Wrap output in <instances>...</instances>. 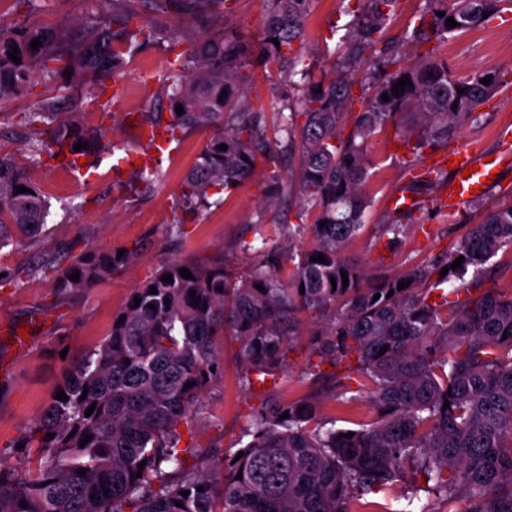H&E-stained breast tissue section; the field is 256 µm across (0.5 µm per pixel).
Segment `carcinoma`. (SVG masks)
Listing matches in <instances>:
<instances>
[{"label": "carcinoma", "instance_id": "1", "mask_svg": "<svg viewBox=\"0 0 512 512\" xmlns=\"http://www.w3.org/2000/svg\"><path fill=\"white\" fill-rule=\"evenodd\" d=\"M511 1L427 0L409 35L417 62L405 63L385 39L398 0H366L331 76H317L304 64V21L313 0H267L265 36L256 49L220 25L178 52L179 41L165 28L132 23L144 10L211 18L227 0H126L129 8L97 15L82 30L28 25L1 31L0 106L32 90L37 78L62 91L22 116L35 131L32 161L56 155L58 146L73 155L106 151V132L76 116L83 93L102 97L105 80L123 68L124 54L166 41L175 59L159 78L156 96L169 101L170 120L162 122L156 112L143 124L173 134L213 129L168 224L178 228L198 217L212 206L209 190L234 188L258 163L296 157L297 183L274 174L267 194L295 206L297 219L313 217V244L291 253L298 262L287 280L275 271L277 251L263 245L256 249L258 262L242 274L219 261L171 260L136 286L98 348L68 368L60 386L67 400L51 398L14 443L41 449L39 469L0 463V512H349L354 497L386 492L399 480L409 484L410 508L401 512H435L434 502L450 507L461 497L469 501L468 512H512V294L482 288L486 264L512 249V206L471 225L451 253L399 277L379 276L367 285V273L344 254L369 207L362 187L372 138L397 116L415 114L420 122L400 131L413 160L448 146L506 74L455 75L437 45L451 33L487 24ZM441 11L445 16H438ZM448 17L458 26H445ZM36 38L42 46L34 50ZM15 48L18 63L8 56ZM256 54L288 64V85L297 92V107L280 109L271 120L263 103L246 99ZM487 76L490 84L480 83ZM404 77L412 85L392 92ZM353 111L344 137L343 121ZM80 141L88 146L77 152ZM222 144L227 149H218ZM20 185L28 192H17ZM48 214L49 203L29 172L0 155V249L41 237ZM379 228L395 248L409 225L391 220ZM317 255L326 263L312 261ZM460 256L461 266L450 269ZM130 259L128 251L120 256L116 248L91 246L60 272L56 287L64 296L76 295ZM182 268L193 278L181 277ZM76 273L79 280L70 279ZM167 275L173 281H163ZM152 286L157 293H150ZM304 314L326 321L315 353L369 387L376 420L352 430L327 428L314 402L269 399L250 415L243 456L224 452L222 485H213L204 470L187 469L186 456L206 461L213 453L179 447V426L221 373L214 344L219 330L228 325L238 336L241 381L249 389L275 380L284 368ZM285 412L289 417L279 419ZM350 431L354 435L344 437ZM87 435L90 442L80 446ZM81 469L86 473L78 474Z\"/></svg>", "mask_w": 512, "mask_h": 512}]
</instances>
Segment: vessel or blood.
Masks as SVG:
<instances>
[{
    "label": "vessel or blood",
    "instance_id": "obj_1",
    "mask_svg": "<svg viewBox=\"0 0 512 512\" xmlns=\"http://www.w3.org/2000/svg\"><path fill=\"white\" fill-rule=\"evenodd\" d=\"M496 136L501 149L490 161L486 160L484 153L466 144L449 149V156L459 158L460 165L449 172L448 183L458 186L459 192L457 197L449 199L448 210H458L462 204L467 203L469 198L481 197L483 192L489 191L488 176H491L492 172L501 170L506 157L512 155V123L508 121L501 123L496 130ZM141 137L148 140L150 146L142 155H131V162L140 161L144 166L151 167L156 164L159 155L174 151L173 142L165 133L152 135L145 131L142 132Z\"/></svg>",
    "mask_w": 512,
    "mask_h": 512
}]
</instances>
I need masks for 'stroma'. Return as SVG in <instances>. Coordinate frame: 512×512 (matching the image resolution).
Returning a JSON list of instances; mask_svg holds the SVG:
<instances>
[{
	"mask_svg": "<svg viewBox=\"0 0 512 512\" xmlns=\"http://www.w3.org/2000/svg\"><path fill=\"white\" fill-rule=\"evenodd\" d=\"M112 0H36L35 9L0 0V25L19 28L39 25L51 29L79 27L92 14L111 13ZM362 0H315L305 20L306 62L316 72L332 71L335 47L346 33ZM425 0H400L386 38L403 57H411L407 39L418 24ZM266 19L264 0H227L224 25L251 44L258 43ZM449 69L472 75L497 69L512 70V8L487 26L450 34L438 51ZM118 80L125 103L114 104L104 113L93 96H83L78 114L84 124L107 131L110 149L86 158L84 176H76L55 157L41 156L32 163L28 143L31 129L20 122L22 113L33 111L42 98L55 95L52 84L36 85L28 94L0 108V154L29 168L38 188L50 202L46 234L37 241L0 250V462L8 466L38 469L35 448H17L13 442L41 415L61 383L67 368L97 348L108 334L113 316L123 307L132 290L172 259L221 260L241 270L254 263L253 240L267 237L279 250L277 272L289 276L294 263L285 244L288 226L283 223L282 203L266 205V184L271 174L288 177L289 165L258 166L255 174L236 189L220 193L219 202L199 219L171 229L168 220L181 202V186L201 149L211 136L198 129L179 134L177 151L157 166L151 191H143L131 178L132 166H118L119 158L143 151L134 127L150 110L159 88L158 79L168 66L169 55L161 44H151L127 53ZM249 97L263 103L287 99L291 89L283 63L253 61L250 66ZM512 117V84L504 86L479 106L472 119L453 134L452 144H469L484 152L495 151V131L504 117ZM395 129L376 135L370 147L373 166L365 190L371 200L365 212V227L351 242L348 255L375 276H397L419 265L430 264L449 252L467 232L480 223L487 211L512 204V160L502 174L506 185H498L479 200L464 204L450 216L438 214L439 185L427 179L413 181L396 145ZM407 192L420 204L419 211L402 216L410 231L397 249H389L380 237L379 224L387 220L388 199ZM130 251V262L111 277L87 291L58 295L54 285L60 271L88 247ZM29 328L20 336V328ZM320 328L317 319L306 318L303 339L288 355L287 370L277 377L273 391L283 402L302 398L317 401L322 420L350 427L370 423L377 416L369 397L345 402L322 393L304 378L310 362H317L310 341ZM224 359L221 376L201 397L202 407L183 424L182 446L239 448L249 415L263 401L262 388L245 390L240 382L236 358L238 343L233 336L217 339Z\"/></svg>",
	"mask_w": 512,
	"mask_h": 512,
	"instance_id": "stroma-1",
	"label": "stroma"
}]
</instances>
